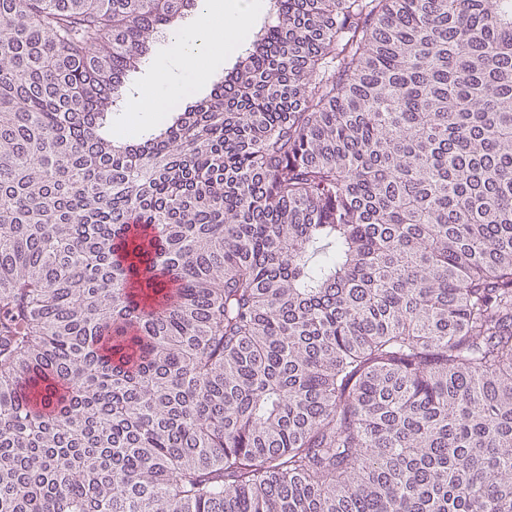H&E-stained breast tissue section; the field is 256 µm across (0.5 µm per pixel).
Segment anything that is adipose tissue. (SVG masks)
I'll return each instance as SVG.
<instances>
[{"instance_id": "1", "label": "adipose tissue", "mask_w": 512, "mask_h": 512, "mask_svg": "<svg viewBox=\"0 0 512 512\" xmlns=\"http://www.w3.org/2000/svg\"><path fill=\"white\" fill-rule=\"evenodd\" d=\"M264 8L263 0H198L191 25L171 35L168 51L151 66L147 82L128 94V111L162 116L186 95L200 62L219 66L225 54L247 40Z\"/></svg>"}]
</instances>
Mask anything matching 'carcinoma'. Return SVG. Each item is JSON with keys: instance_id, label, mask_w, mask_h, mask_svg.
<instances>
[{"instance_id": "1", "label": "carcinoma", "mask_w": 512, "mask_h": 512, "mask_svg": "<svg viewBox=\"0 0 512 512\" xmlns=\"http://www.w3.org/2000/svg\"><path fill=\"white\" fill-rule=\"evenodd\" d=\"M275 3L0 0V512H512V0ZM266 1L267 11H264L265 3L262 0H199L191 25L170 36V47L151 66L147 82L133 88L127 95L128 112L162 116L173 103L186 95L197 71L199 89L184 98V102L208 94L214 81L224 77V72L233 67L237 60H243L241 57L244 58L255 33L273 18L270 0ZM262 13L256 22L258 25L252 40L249 39L239 52L227 60L221 71L212 73L204 63L199 65L202 60L212 67L221 65L224 54L247 40L253 21Z\"/></svg>"}]
</instances>
